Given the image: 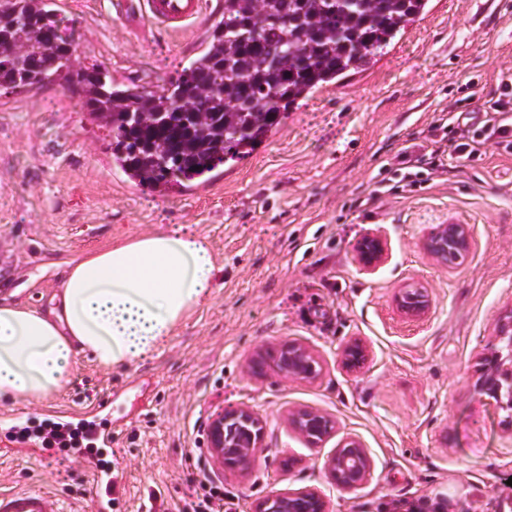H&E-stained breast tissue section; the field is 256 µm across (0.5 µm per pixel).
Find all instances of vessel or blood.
I'll list each match as a JSON object with an SVG mask.
<instances>
[{
	"mask_svg": "<svg viewBox=\"0 0 512 512\" xmlns=\"http://www.w3.org/2000/svg\"><path fill=\"white\" fill-rule=\"evenodd\" d=\"M204 0H113L112 11L126 22H147L161 32H174L195 25L204 12ZM111 400L95 401L81 411L57 410L61 425L88 422L111 411ZM0 512H61L55 499L35 490L0 493Z\"/></svg>",
	"mask_w": 512,
	"mask_h": 512,
	"instance_id": "vessel-or-blood-1",
	"label": "vessel or blood"
}]
</instances>
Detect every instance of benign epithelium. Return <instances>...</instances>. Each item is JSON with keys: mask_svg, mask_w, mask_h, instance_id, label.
<instances>
[{"mask_svg": "<svg viewBox=\"0 0 512 512\" xmlns=\"http://www.w3.org/2000/svg\"><path fill=\"white\" fill-rule=\"evenodd\" d=\"M473 244L472 231L467 224H437L422 240L424 251L438 265L452 269L449 259L466 256ZM388 257L387 241L379 234H368L356 245V260L361 270L375 272ZM399 311L411 319L425 317L432 306L429 288L415 283L401 289L395 296ZM495 335L501 346L480 358L479 373L474 389L481 398L493 401L506 413L512 425V310L500 315L495 322ZM369 358L363 339L353 337L339 351L343 368L351 373L361 371ZM270 366L289 380L315 381L322 372L317 355L306 345L288 341L273 348V354L255 359L249 369L255 376ZM289 427L308 443L318 445L329 438L335 428L326 414L312 409L288 412ZM209 447L218 466L233 472L248 470L258 448L262 447L264 428L261 419L248 407L223 409L216 412L208 426ZM325 468L336 485L346 491L363 486L371 473V460L363 445L350 439L341 444L325 461ZM257 512H328L327 501L318 492L300 491L271 495L260 502Z\"/></svg>", "mask_w": 512, "mask_h": 512, "instance_id": "obj_1", "label": "benign epithelium"}]
</instances>
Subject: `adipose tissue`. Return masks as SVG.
Here are the masks:
<instances>
[{
	"mask_svg": "<svg viewBox=\"0 0 512 512\" xmlns=\"http://www.w3.org/2000/svg\"><path fill=\"white\" fill-rule=\"evenodd\" d=\"M217 271L205 236L169 227L71 261L49 308L0 303V404L57 393L81 353L112 368L150 357L211 297Z\"/></svg>",
	"mask_w": 512,
	"mask_h": 512,
	"instance_id": "obj_1",
	"label": "adipose tissue"
}]
</instances>
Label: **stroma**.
<instances>
[{
    "instance_id": "stroma-1",
    "label": "stroma",
    "mask_w": 512,
    "mask_h": 512,
    "mask_svg": "<svg viewBox=\"0 0 512 512\" xmlns=\"http://www.w3.org/2000/svg\"><path fill=\"white\" fill-rule=\"evenodd\" d=\"M224 0H206L194 31L154 34L117 20L112 0H60L73 23L74 65L107 66L116 80L162 83L195 58ZM512 76V0H430L367 71L293 110L251 156L188 181L166 197L129 182L107 130L59 86L0 93V300L48 307L68 262L112 239L184 225L205 235L218 286L150 359L107 368L78 357L51 402L80 409L111 396V448L16 453L0 447V490L38 489L65 512H97L94 462L123 473L111 512H184L203 479L222 483L233 512L266 497L311 489L330 512H512V429L474 390L498 315L512 308V154L487 147L450 172L380 208L359 205L380 166L422 143L450 103L480 125L470 83L484 95ZM470 225L473 247L444 269L423 250L448 220ZM381 233L387 261L360 270L357 241ZM425 284L432 306L405 318L394 296ZM370 348L352 374L338 361L349 339ZM311 348L319 379L254 377L250 359L284 341ZM246 406L262 419L264 446L243 473L223 470L207 447L219 410ZM323 412L334 434L318 445L287 424L289 410ZM349 437L372 463L345 491L324 467Z\"/></svg>"
}]
</instances>
